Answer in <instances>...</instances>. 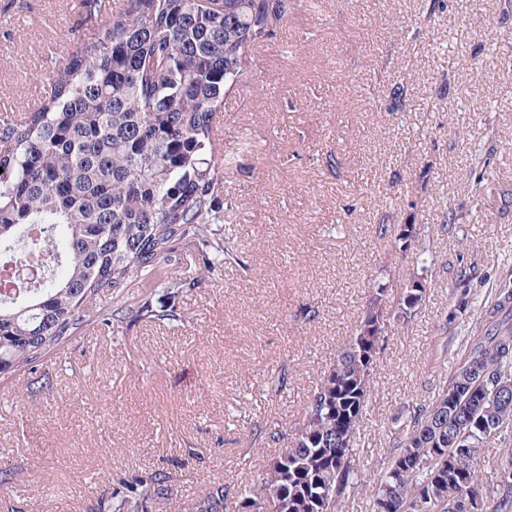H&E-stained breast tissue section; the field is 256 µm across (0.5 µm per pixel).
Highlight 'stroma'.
Instances as JSON below:
<instances>
[{
	"mask_svg": "<svg viewBox=\"0 0 512 512\" xmlns=\"http://www.w3.org/2000/svg\"><path fill=\"white\" fill-rule=\"evenodd\" d=\"M308 0L254 52L226 96L216 155L231 253L176 301L181 324L89 321L40 369L50 388L0 378V512H86L147 469L170 473L188 512L213 481L230 500L284 450L375 280L421 277L381 224H413L433 276L412 321L389 327L342 512H372L370 486L415 403L446 388L499 288L512 286V0ZM83 21L76 0H0V108L24 114ZM496 108L485 111L487 99ZM492 151L482 194L470 156ZM455 209L457 224L443 226ZM473 280L466 309L453 288ZM285 384L268 392V373Z\"/></svg>",
	"mask_w": 512,
	"mask_h": 512,
	"instance_id": "stroma-1",
	"label": "stroma"
}]
</instances>
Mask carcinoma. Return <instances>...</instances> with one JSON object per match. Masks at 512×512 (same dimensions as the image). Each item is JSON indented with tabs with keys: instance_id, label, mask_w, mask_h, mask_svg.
<instances>
[{
	"instance_id": "carcinoma-1",
	"label": "carcinoma",
	"mask_w": 512,
	"mask_h": 512,
	"mask_svg": "<svg viewBox=\"0 0 512 512\" xmlns=\"http://www.w3.org/2000/svg\"><path fill=\"white\" fill-rule=\"evenodd\" d=\"M98 0H82L85 27L52 71L50 91L17 121L0 123V272L24 260L42 281L0 282V374L35 377L39 362L85 323L106 327L131 315L182 321L176 299L198 278L171 277L135 308L129 292L151 280L177 251L207 272L225 254L214 226L232 205L220 201L224 162L214 128L224 97L253 70L252 50L271 39L295 0H113L98 22ZM423 277L393 295L373 286L355 334L302 409L289 441L249 482L245 499L273 512H339L355 478L353 451L372 393L383 323L411 319ZM512 426V288H502L470 338L446 389L417 406L396 452L374 482L373 512L397 497L404 512H512V448L484 481V449ZM168 473L146 470L95 499L90 512H161ZM224 483H210L190 512H226Z\"/></svg>"
}]
</instances>
